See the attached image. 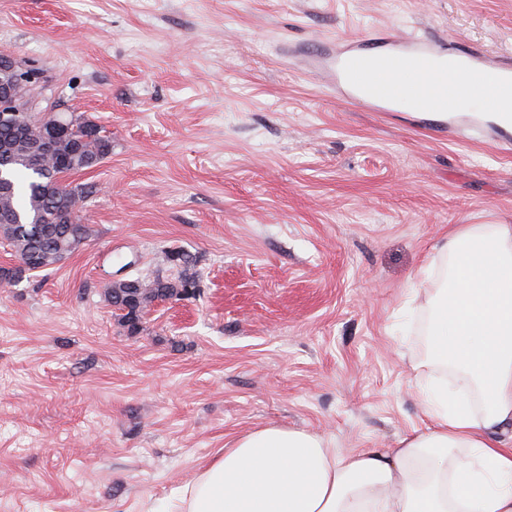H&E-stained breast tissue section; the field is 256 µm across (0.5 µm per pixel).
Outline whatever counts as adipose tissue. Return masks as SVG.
<instances>
[{"instance_id":"obj_1","label":"adipose tissue","mask_w":512,"mask_h":512,"mask_svg":"<svg viewBox=\"0 0 512 512\" xmlns=\"http://www.w3.org/2000/svg\"><path fill=\"white\" fill-rule=\"evenodd\" d=\"M441 249L453 273L428 353L455 384L424 388V430L339 454L266 427L225 449L175 512H512V225H462Z\"/></svg>"}]
</instances>
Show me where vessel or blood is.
Listing matches in <instances>:
<instances>
[{"label":"vessel or blood","mask_w":512,"mask_h":512,"mask_svg":"<svg viewBox=\"0 0 512 512\" xmlns=\"http://www.w3.org/2000/svg\"><path fill=\"white\" fill-rule=\"evenodd\" d=\"M441 44L425 36L404 38L392 32L324 45L311 59L324 71L340 98L374 112H393L411 92L417 111L438 113L437 127L482 126V119L459 113L462 91L493 79L500 98H512V65L485 51L460 50L454 68L441 67Z\"/></svg>","instance_id":"1"}]
</instances>
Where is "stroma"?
Here are the masks:
<instances>
[{
  "label": "stroma",
  "mask_w": 512,
  "mask_h": 512,
  "mask_svg": "<svg viewBox=\"0 0 512 512\" xmlns=\"http://www.w3.org/2000/svg\"><path fill=\"white\" fill-rule=\"evenodd\" d=\"M384 30L512 62V0H0L40 111L112 135L68 177L93 237L0 287V512H165L258 429L343 454L423 428L438 248L512 225V153L345 104L304 60ZM171 251L199 295L128 334L106 283Z\"/></svg>",
  "instance_id": "35a3bbf8"
}]
</instances>
